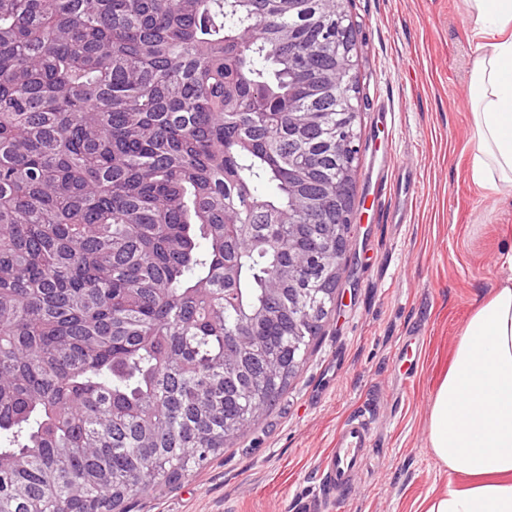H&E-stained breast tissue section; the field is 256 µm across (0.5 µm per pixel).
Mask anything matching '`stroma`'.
Listing matches in <instances>:
<instances>
[{
  "label": "stroma",
  "mask_w": 512,
  "mask_h": 512,
  "mask_svg": "<svg viewBox=\"0 0 512 512\" xmlns=\"http://www.w3.org/2000/svg\"><path fill=\"white\" fill-rule=\"evenodd\" d=\"M365 99L336 308L253 430L129 512H329L318 464L367 414L372 454L338 512H422L449 477L428 447L435 388L512 249V199L475 184L473 22L463 0H347ZM402 192L372 200L376 177Z\"/></svg>",
  "instance_id": "1"
}]
</instances>
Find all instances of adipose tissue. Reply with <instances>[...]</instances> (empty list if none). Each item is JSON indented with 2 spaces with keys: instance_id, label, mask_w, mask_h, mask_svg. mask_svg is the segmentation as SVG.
Instances as JSON below:
<instances>
[{
  "instance_id": "ef3b65f1",
  "label": "adipose tissue",
  "mask_w": 512,
  "mask_h": 512,
  "mask_svg": "<svg viewBox=\"0 0 512 512\" xmlns=\"http://www.w3.org/2000/svg\"><path fill=\"white\" fill-rule=\"evenodd\" d=\"M475 25L472 180L512 195V0H464ZM495 288L459 335L434 391L429 445L448 473L466 475L424 512H512V249Z\"/></svg>"
}]
</instances>
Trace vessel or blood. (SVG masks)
Masks as SVG:
<instances>
[{
	"label": "vessel or blood",
	"instance_id": "b4317fda",
	"mask_svg": "<svg viewBox=\"0 0 512 512\" xmlns=\"http://www.w3.org/2000/svg\"><path fill=\"white\" fill-rule=\"evenodd\" d=\"M370 435V424L363 414L339 427L333 447L319 466V486L325 493L340 496L351 491L369 461Z\"/></svg>",
	"mask_w": 512,
	"mask_h": 512
}]
</instances>
